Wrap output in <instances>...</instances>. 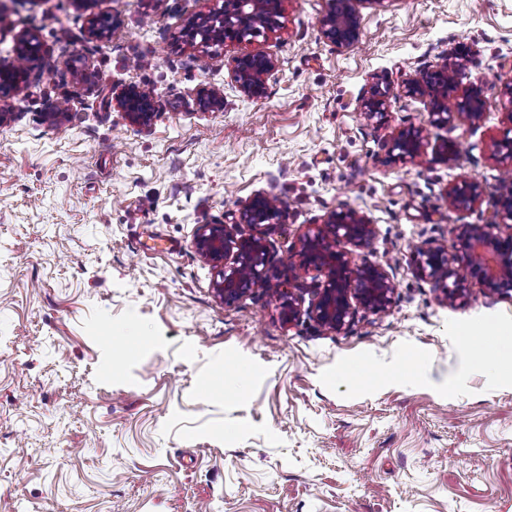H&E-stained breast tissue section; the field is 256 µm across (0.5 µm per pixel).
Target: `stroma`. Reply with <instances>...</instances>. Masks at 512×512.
<instances>
[{
    "label": "stroma",
    "instance_id": "1",
    "mask_svg": "<svg viewBox=\"0 0 512 512\" xmlns=\"http://www.w3.org/2000/svg\"><path fill=\"white\" fill-rule=\"evenodd\" d=\"M221 5L9 0L0 68L17 32L40 49L29 84L0 92L16 116L0 127V512H512V382L463 372L460 337L512 331V297L469 277L442 304L413 262L485 223L489 203L453 209L452 185L512 175L492 155L512 140V0H363L350 48L322 34L329 0H286L283 29L249 45L278 61L257 100L230 81L240 46L182 36ZM94 15L107 38L89 36ZM459 46L483 124L430 127L453 165L396 159V131L428 122L405 82ZM377 83L379 127L361 110ZM129 84L154 95L149 127L112 101ZM205 87L223 110L198 109ZM259 192L287 206L266 235L281 289L321 283L294 268L299 240L355 208L376 236L354 256L393 277L390 309L336 334L283 323L261 289L216 298L193 236ZM399 364L458 383L391 380Z\"/></svg>",
    "mask_w": 512,
    "mask_h": 512
}]
</instances>
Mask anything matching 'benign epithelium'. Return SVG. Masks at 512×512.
I'll use <instances>...</instances> for the list:
<instances>
[{
	"instance_id": "7a95c632",
	"label": "benign epithelium",
	"mask_w": 512,
	"mask_h": 512,
	"mask_svg": "<svg viewBox=\"0 0 512 512\" xmlns=\"http://www.w3.org/2000/svg\"><path fill=\"white\" fill-rule=\"evenodd\" d=\"M380 3L382 0H330L327 13L321 20L323 35L344 46L355 45L360 38L361 16L355 3ZM285 0H224L222 7L207 14H198L189 20L185 30L187 40L201 47L222 46L226 43L247 44L263 32L283 29ZM16 65L24 73L0 71V90H18L29 72L22 60L26 51L39 45L36 34L22 32L16 35ZM466 56L453 49L440 57L434 70L421 73L406 82L404 93L410 97L428 100V123L446 126L460 117L472 125L484 118L485 96L480 83H472L459 103V111H448V95L455 93L465 68ZM276 67L275 60L258 52H242L233 60L231 81L246 97L258 99L264 95L267 77ZM388 88L376 84L362 103L367 121L380 126L386 118ZM117 107L129 122L138 127L149 126L156 116L152 94L136 85L122 88L115 96ZM202 111H219L224 107V94L216 89H204L198 97ZM393 149L406 162H419L427 154L434 159L453 163L457 157L454 145L446 142L431 145L423 126L400 128L393 136ZM492 199V211L484 224H457L453 232L459 241V250L453 254L433 242L415 250L416 274L440 291V302L454 304L465 294L459 269L465 268L471 277L486 287L491 295L512 292V193L495 189L491 192L476 182H466L448 190L450 206L455 210L470 209L485 197ZM286 207L282 200L270 193H257L242 203L228 224H201L192 240V247L216 269L213 288L224 303H233L264 287L281 300V316L290 324L305 315L317 325L340 332L350 326L360 310L374 314L384 313L392 303L395 283L388 271L367 258L353 259V253L336 249L344 239L357 250L370 247L375 229L362 212L349 208L328 213L322 223L314 224L300 239L299 269L314 270L323 276L322 284L307 308L303 299L285 294L277 288L280 277L272 265L266 239V227L284 223ZM249 232H244L242 226ZM505 226L508 234L493 232Z\"/></svg>"
}]
</instances>
